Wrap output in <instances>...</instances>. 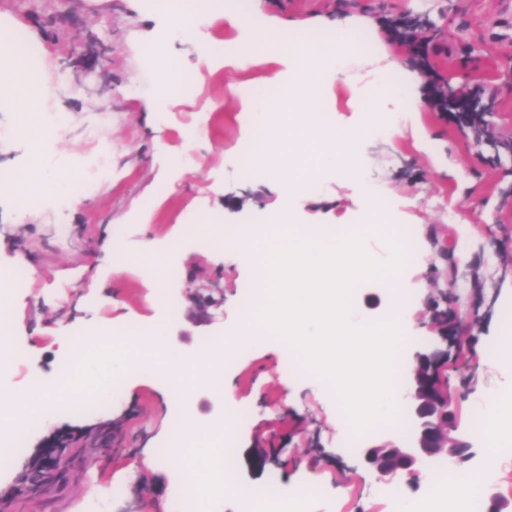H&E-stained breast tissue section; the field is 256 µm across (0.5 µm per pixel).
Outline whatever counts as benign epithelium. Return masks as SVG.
Listing matches in <instances>:
<instances>
[{
	"mask_svg": "<svg viewBox=\"0 0 512 512\" xmlns=\"http://www.w3.org/2000/svg\"><path fill=\"white\" fill-rule=\"evenodd\" d=\"M430 97L440 101L441 106L454 113L461 128L469 129L475 136L488 138L487 127L481 117L490 111L489 104L480 95L458 94L444 85L427 82ZM458 332V326H441L436 330V342L429 351L416 350L410 357L411 368L403 394L405 406L411 411L412 437L402 447L392 440L359 451L364 466L385 484H395L406 476L418 479L419 467L438 456L446 455L457 464L470 458V442L450 437L454 427V413L450 409L448 386L440 381V374L448 362V338ZM30 461L41 470L60 472L68 465V457L51 448H44L32 455Z\"/></svg>",
	"mask_w": 512,
	"mask_h": 512,
	"instance_id": "benign-epithelium-1",
	"label": "benign epithelium"
}]
</instances>
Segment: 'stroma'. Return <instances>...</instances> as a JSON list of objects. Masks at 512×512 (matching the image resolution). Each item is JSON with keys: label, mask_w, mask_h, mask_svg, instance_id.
Here are the masks:
<instances>
[{"label": "stroma", "mask_w": 512, "mask_h": 512, "mask_svg": "<svg viewBox=\"0 0 512 512\" xmlns=\"http://www.w3.org/2000/svg\"><path fill=\"white\" fill-rule=\"evenodd\" d=\"M426 18V50L436 76L458 91H478L492 110L493 135L512 143V0H247L240 16L269 28L288 23L303 32L321 21L353 17L368 46L354 53L351 74L365 80L362 61L385 49L386 60L410 69L407 53L389 39L384 18ZM0 17L24 30L43 49L41 70L51 81L43 108L65 113L53 135L51 161L62 169L95 174L101 143L112 146L110 176L93 193H77L65 213L40 204L21 209L16 198L0 200V273L25 268L27 285L7 296L12 338L24 360L0 368V386L23 392L32 377L56 393V404L26 438L0 489L21 471L28 456L50 438L69 437V466L32 493L0 500V512H174L175 490L191 466L163 452L173 426L174 397L158 377L157 364L127 379L122 393L97 409L76 413L61 395L64 357L72 328L111 321L122 338L166 321L161 353L192 364L207 340L241 335L240 305L252 291V269L239 254L202 239L194 224L219 219L224 230L265 224L278 209L288 179L287 163L277 172L243 174L241 149L253 137V114L245 97L251 86H271L278 71L269 47L255 48L247 64L199 56L181 40L168 52L194 79L191 89L159 95L144 56L156 43L164 20L161 0H0ZM0 105V191L7 190L23 157L14 113L15 88ZM162 103L161 120L150 111ZM321 111L330 127L361 123L365 107L344 79H333ZM195 134L186 145L187 134ZM359 174L322 177L318 190L293 197L299 225L360 224L369 204L365 187L392 194L393 223L413 226L420 260L401 288L412 297L410 335L431 345L427 299L433 288L448 293L461 321L462 356L449 365L448 391L457 435L468 436L479 397L497 394L512 411V368L492 355L512 310V152L496 153L462 131L453 115L422 105L399 136L377 135L357 149ZM147 241L169 248L177 278L160 286L136 266L115 273L114 253L134 255ZM447 247V261L435 260ZM213 298L199 317L191 298ZM179 306L165 307L171 296ZM391 303L385 281L360 282L354 315L382 320ZM278 339L252 345L231 373L238 408L249 420L235 424V484L280 486L305 481L317 493L309 512H395L381 498L374 474L343 448L348 431L334 399L305 380L279 350ZM474 456L460 466L478 470L497 459L485 497L512 512V451L474 442Z\"/></svg>", "instance_id": "stroma-1"}]
</instances>
